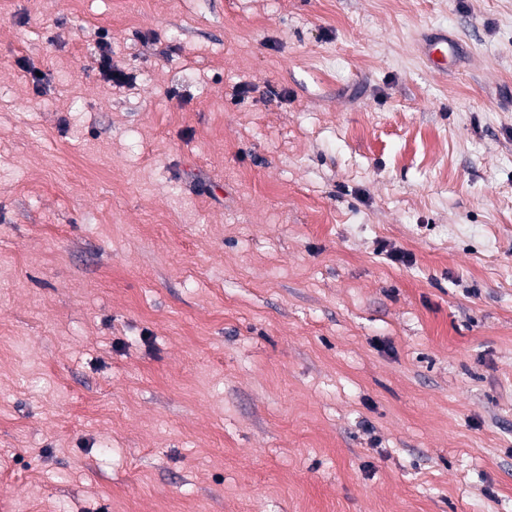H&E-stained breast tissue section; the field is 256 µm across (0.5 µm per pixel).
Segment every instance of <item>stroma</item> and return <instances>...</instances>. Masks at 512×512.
<instances>
[{"label":"stroma","instance_id":"35a3bbf8","mask_svg":"<svg viewBox=\"0 0 512 512\" xmlns=\"http://www.w3.org/2000/svg\"><path fill=\"white\" fill-rule=\"evenodd\" d=\"M0 512H512V0H0ZM454 41L448 39V33L430 35L422 44V52L428 61L444 71H448ZM99 41L100 54L97 59L99 64V73L103 80L113 86H122L125 84L129 76L121 69L112 66V56L107 49L108 43L104 40L106 34L102 35Z\"/></svg>","mask_w":512,"mask_h":512}]
</instances>
